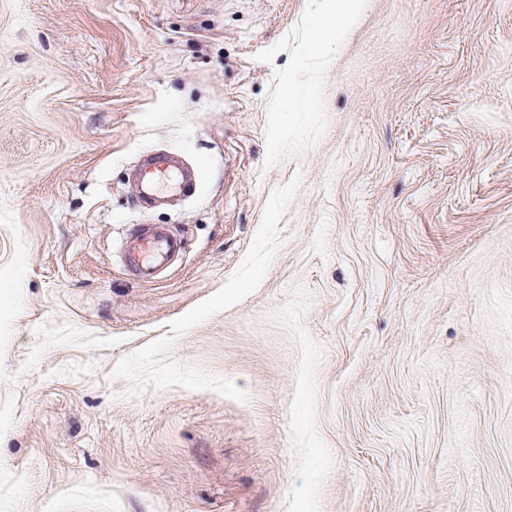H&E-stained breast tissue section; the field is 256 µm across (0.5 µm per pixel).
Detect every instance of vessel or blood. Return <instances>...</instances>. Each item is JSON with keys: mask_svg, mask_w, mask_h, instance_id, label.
<instances>
[{"mask_svg": "<svg viewBox=\"0 0 512 512\" xmlns=\"http://www.w3.org/2000/svg\"><path fill=\"white\" fill-rule=\"evenodd\" d=\"M138 177L140 194L146 201L163 195L168 189L189 191L196 182L193 170L181 166L174 154L163 151H150L139 157ZM183 249L182 239L170 228L142 224L132 229L120 253L125 264L135 270L140 280L150 281Z\"/></svg>", "mask_w": 512, "mask_h": 512, "instance_id": "vessel-or-blood-1", "label": "vessel or blood"}]
</instances>
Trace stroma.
<instances>
[{
    "instance_id": "obj_1",
    "label": "stroma",
    "mask_w": 512,
    "mask_h": 512,
    "mask_svg": "<svg viewBox=\"0 0 512 512\" xmlns=\"http://www.w3.org/2000/svg\"><path fill=\"white\" fill-rule=\"evenodd\" d=\"M0 512H512V0H0ZM327 1L331 2L328 6V16L334 17L336 32L342 31L355 21L363 2L362 0H343L336 1L335 4L333 0ZM138 177L141 198L145 201L163 195L167 189L189 191L196 182L193 170L181 166L174 154L163 151H150L139 157ZM184 250L182 239L170 228L142 224L132 229L120 248L125 264L142 281H150Z\"/></svg>"
}]
</instances>
